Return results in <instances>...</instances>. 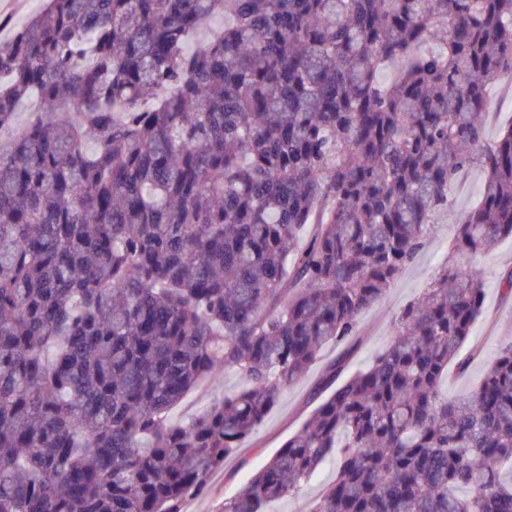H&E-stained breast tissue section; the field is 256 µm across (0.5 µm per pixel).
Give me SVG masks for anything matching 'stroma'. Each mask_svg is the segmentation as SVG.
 I'll list each match as a JSON object with an SVG mask.
<instances>
[{
  "mask_svg": "<svg viewBox=\"0 0 512 512\" xmlns=\"http://www.w3.org/2000/svg\"><path fill=\"white\" fill-rule=\"evenodd\" d=\"M487 94L491 107L485 122V139L492 142L503 128L512 124V80L501 77L489 85ZM453 237L451 220L438 216L424 249L397 277L384 299L361 315L362 343L349 359L350 371L365 368L387 347L395 319L422 295L435 272L445 263ZM479 262L483 268L484 310L461 351L462 356L469 359L466 368L448 370L445 388L452 397L473 388L492 362L498 347L512 340V297L503 294L501 285L503 273L512 269V237L502 239L489 253L480 256ZM343 350L340 344L327 345L310 371L282 391L276 406L252 440L226 460L223 470L211 476V494L187 501L185 512H216L225 497L236 493L268 462L309 417L316 406L312 398L315 386L326 366ZM244 386L245 381L237 372L226 371L190 391L173 410L171 418L178 423H187L214 398L237 393ZM335 473V462H325L296 495L272 502L270 512H309L313 500Z\"/></svg>",
  "mask_w": 512,
  "mask_h": 512,
  "instance_id": "stroma-1",
  "label": "stroma"
}]
</instances>
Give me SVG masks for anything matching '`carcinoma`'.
I'll list each match as a JSON object with an SVG mask.
<instances>
[{"label": "carcinoma", "mask_w": 512, "mask_h": 512, "mask_svg": "<svg viewBox=\"0 0 512 512\" xmlns=\"http://www.w3.org/2000/svg\"><path fill=\"white\" fill-rule=\"evenodd\" d=\"M0 39V512H184L281 392L332 393L219 512H512V341L448 397L512 237V0H43ZM221 29L191 38L216 15ZM398 68L390 82L380 72ZM484 173L453 258L337 384L358 321ZM247 382L182 425L204 379ZM487 94L491 107L485 122V139L488 143H492L497 139L499 132L508 127L512 121V83L508 75L491 83L488 86ZM483 181V173L471 168L460 174L453 189L456 202V217L462 216L479 200V186ZM336 463L332 460L325 462L299 489L296 495L285 497L272 502L269 510L272 512H310L313 500L322 492L324 486L335 476Z\"/></svg>", "instance_id": "1"}]
</instances>
